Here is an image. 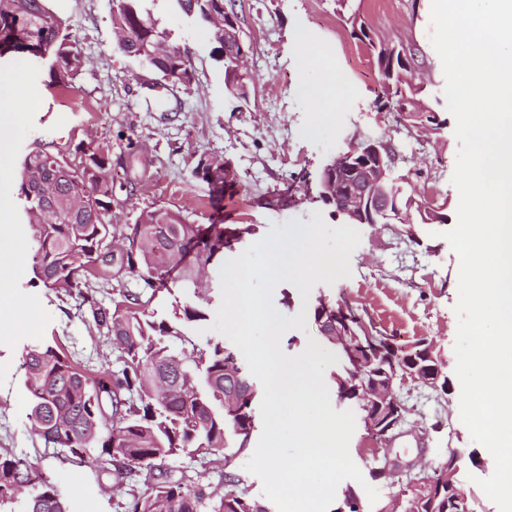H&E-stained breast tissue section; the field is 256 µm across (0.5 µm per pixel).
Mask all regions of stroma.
Returning <instances> with one entry per match:
<instances>
[{
    "instance_id": "obj_1",
    "label": "stroma",
    "mask_w": 512,
    "mask_h": 512,
    "mask_svg": "<svg viewBox=\"0 0 512 512\" xmlns=\"http://www.w3.org/2000/svg\"><path fill=\"white\" fill-rule=\"evenodd\" d=\"M359 3L377 37L422 49L426 91L421 101L448 117L442 63L430 40L429 0ZM50 6L70 24L81 65L66 95L46 86L43 70L10 66L9 82L21 103L8 131L12 159L41 136L62 139L70 148L82 142L102 145L112 155L114 181L139 183L134 192H116L113 223H135L141 211L164 205L192 224L254 225L248 238L253 244L265 239L272 225L294 219L308 223L317 211L328 225L340 226V218L319 198L324 164L351 140L388 141L402 157L398 174L447 201L448 222L415 225L412 240L394 224L359 225L351 276L316 285L313 292L348 302L395 346L412 349L426 338L442 349L448 364H455L460 257L444 234L457 224L451 176L459 143L450 127L422 137L396 133L394 112L380 100L378 70L351 37L336 0H236L243 35L251 44L246 69L252 84L245 102L227 93L224 66L212 56L204 27L182 15L174 0H154L155 15L170 30L172 42L188 52L194 72L191 87H170L165 111L151 96L157 74L115 44L110 0H51ZM328 71L335 80L317 111L306 87L322 83ZM203 154L231 167L234 184L222 199L212 200L211 184L194 173ZM9 304L21 317L0 331V448L38 462L58 480L73 512H122L88 469L62 461L32 433L19 370L21 350L32 342L59 339L97 370L112 367L111 348L77 319L74 299L32 284L29 270L13 279ZM460 391L456 383L442 395L411 383L400 386L407 420L421 433L400 436L391 446L402 460L428 470L445 461L449 449L472 452L459 485L472 512H498L478 485L493 474L494 460L460 419Z\"/></svg>"
}]
</instances>
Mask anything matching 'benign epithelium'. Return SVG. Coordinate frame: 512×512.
<instances>
[{"label": "benign epithelium", "mask_w": 512, "mask_h": 512, "mask_svg": "<svg viewBox=\"0 0 512 512\" xmlns=\"http://www.w3.org/2000/svg\"><path fill=\"white\" fill-rule=\"evenodd\" d=\"M393 156L388 143L373 140L361 148L351 141L347 148L324 165L320 175L319 198L326 205L336 204L335 214L353 224H399L406 227L405 233L415 240L414 224L447 220L445 206L432 207L410 195L407 201L400 200L403 188L393 185ZM322 318L332 327V335L351 352L356 364V384L348 394L363 391L369 399L364 422L366 429L380 437L384 465L381 477H402L413 471V465L405 467L391 457V442L403 434L408 412L404 402L397 396V383L411 382L438 393L450 389L447 375V360L434 346H429L427 363H415L404 369L402 377L386 373L371 354L364 349L360 337L354 332L345 311L320 310Z\"/></svg>", "instance_id": "1"}]
</instances>
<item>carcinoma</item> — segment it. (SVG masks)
Returning a JSON list of instances; mask_svg holds the SVG:
<instances>
[{"label": "carcinoma", "mask_w": 512, "mask_h": 512, "mask_svg": "<svg viewBox=\"0 0 512 512\" xmlns=\"http://www.w3.org/2000/svg\"><path fill=\"white\" fill-rule=\"evenodd\" d=\"M49 0H0V60L47 69L48 86L66 92L81 57L70 25ZM111 0L117 47L146 69L186 88L194 81L187 52L170 43L147 3ZM179 11L206 26L212 54L224 63V85L246 101L251 77L235 75L234 59L250 45L224 44V11L235 0H174ZM354 0H336L349 13L351 36L375 58L386 97L395 104L417 97L413 71L421 49L406 43L404 61L387 57L382 42L366 34ZM78 161L55 141H34L17 169L18 200L33 241V283L79 300L81 320L115 352V367L89 370L60 342L23 346L19 368L28 392L26 418L44 447L84 466L124 499L125 512H271L266 500L242 487L241 475L225 473L200 484L172 462L184 455L211 457L228 448H249L254 431L252 405L260 390L234 349L220 340L197 345L188 334L207 319L210 285L200 269L224 260L252 234L248 224H189L178 211L157 207L133 224L112 223V160L100 145L80 144ZM56 173L54 193L42 181ZM102 288V297L96 289ZM175 290L166 317L152 303L162 290ZM356 332L369 337L371 354L400 363L399 351L364 317L354 315ZM332 374L337 396L349 378L348 358L338 352ZM435 495L424 512H448V469L429 474ZM19 504L21 512H69L57 482L38 463L0 452V508Z\"/></svg>", "instance_id": "cac0c4a2"}]
</instances>
